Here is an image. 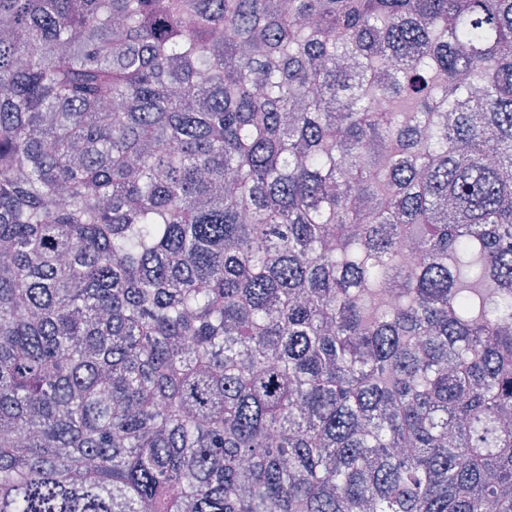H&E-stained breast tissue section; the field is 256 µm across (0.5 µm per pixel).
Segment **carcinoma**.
Instances as JSON below:
<instances>
[{"mask_svg":"<svg viewBox=\"0 0 512 512\" xmlns=\"http://www.w3.org/2000/svg\"><path fill=\"white\" fill-rule=\"evenodd\" d=\"M511 418L512 0H0V512H512Z\"/></svg>","mask_w":512,"mask_h":512,"instance_id":"cac0c4a2","label":"carcinoma"}]
</instances>
